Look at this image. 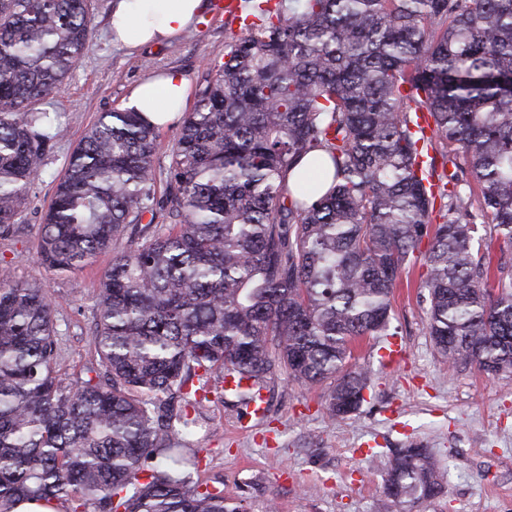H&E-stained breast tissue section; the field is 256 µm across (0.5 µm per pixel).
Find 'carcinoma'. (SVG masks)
<instances>
[{
  "instance_id": "carcinoma-1",
  "label": "carcinoma",
  "mask_w": 512,
  "mask_h": 512,
  "mask_svg": "<svg viewBox=\"0 0 512 512\" xmlns=\"http://www.w3.org/2000/svg\"><path fill=\"white\" fill-rule=\"evenodd\" d=\"M260 3L244 0L259 22L232 33L168 167L156 127L114 109L55 186L37 259L71 273L112 254L92 334L104 373L64 382L48 293L0 280V512L25 500L246 512L245 497L192 478L208 394L231 377L223 394L244 410L281 375L332 379L329 417L353 413L370 380L350 368L354 344L391 335L393 290L417 252L439 354L512 375V264L491 247H512V0ZM90 27L88 0H0L3 236L52 149L54 117L31 105L60 91ZM437 148L445 162L462 151L466 167L419 165ZM306 157L333 168L311 203L309 184L287 183ZM444 489L426 448L385 463L400 512Z\"/></svg>"
}]
</instances>
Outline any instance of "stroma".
<instances>
[{
	"label": "stroma",
	"mask_w": 512,
	"mask_h": 512,
	"mask_svg": "<svg viewBox=\"0 0 512 512\" xmlns=\"http://www.w3.org/2000/svg\"><path fill=\"white\" fill-rule=\"evenodd\" d=\"M111 0H91L89 46L62 90L38 103L55 120L53 150L30 185L18 233L0 237V273L44 286L53 302L56 368L65 381L85 377L99 358L89 342L95 296L111 256L59 274L35 254L36 231L57 179L86 128L100 113L125 108L142 81L175 70L187 80L194 109L210 67L222 64L229 31L204 11L176 40L136 48L106 34ZM426 268L407 267L392 298V337L356 344L353 362L369 369L365 401L350 416L329 419L328 385L279 377L266 390L263 417L242 420L230 399L212 397L195 438L199 478L223 482L228 496L249 488L248 512H398L383 493L388 456L413 444L430 448L447 473L445 490L414 512H512V377L452 364L427 331Z\"/></svg>",
	"instance_id": "35a3bbf8"
}]
</instances>
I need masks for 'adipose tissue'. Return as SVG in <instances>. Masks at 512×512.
<instances>
[{"label": "adipose tissue", "mask_w": 512, "mask_h": 512, "mask_svg": "<svg viewBox=\"0 0 512 512\" xmlns=\"http://www.w3.org/2000/svg\"><path fill=\"white\" fill-rule=\"evenodd\" d=\"M203 9V0H113L110 31L124 43L160 44L198 22ZM187 97L185 78L172 71L140 83L128 106L153 125L164 126L183 111Z\"/></svg>", "instance_id": "obj_1"}]
</instances>
